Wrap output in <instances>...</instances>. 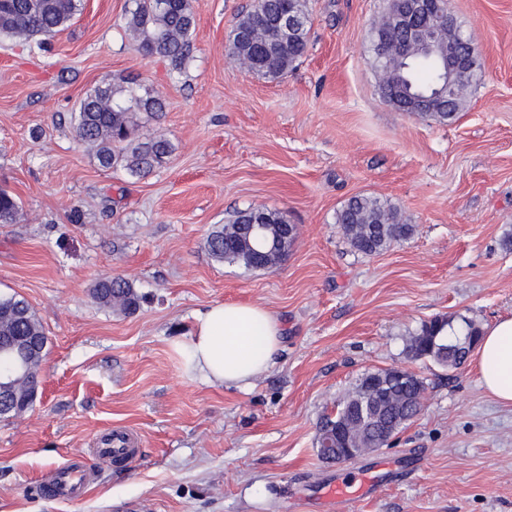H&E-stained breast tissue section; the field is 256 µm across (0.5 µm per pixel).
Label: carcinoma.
<instances>
[{
	"mask_svg": "<svg viewBox=\"0 0 512 512\" xmlns=\"http://www.w3.org/2000/svg\"><path fill=\"white\" fill-rule=\"evenodd\" d=\"M135 0L129 11L126 29L146 56L157 55L169 62L171 70L181 71L187 64L192 38L196 30L190 0ZM403 0H390L386 20L371 34L377 70L387 76L382 87L394 86L395 108L406 111L413 105L428 120L440 124L454 121L461 110V90L480 71V63L460 73L451 90L435 94L440 76L433 60L411 52L393 51L403 39L400 14ZM83 9V0H0V34L20 39L50 36L64 28ZM448 4L442 13L418 18L417 24L428 30H441L445 42L461 43L462 31ZM286 15L293 21L283 30L272 19ZM310 33L308 0H259L232 26L227 43L230 56L246 55L254 73L276 80L288 73L306 52ZM165 111L164 102L150 93L141 94L133 85L96 87L79 102L75 118V137L89 146L100 167L121 168L129 175L143 178L161 164L173 151L171 142L159 135L142 140L135 136L137 115L149 121ZM16 199L0 191V222L17 219ZM280 216L268 209L252 208L237 213L229 223L213 230L205 248L210 258L219 263L237 265L247 270L277 268L293 241L288 229L279 228ZM343 236L350 246L364 255L378 254L406 238L412 231L399 218L396 208L379 198L355 195L336 214ZM94 298L105 307L133 312L139 306V295L124 278L99 281ZM464 334L454 339L444 336L449 322L434 319L421 325L411 335L408 353L417 359L431 358L444 367L463 364L477 344L480 329L474 321H464ZM0 338L6 341L28 338L36 348L17 357L0 356V368L13 371L24 367L6 395L0 397V418L17 417L32 407L38 386V371L47 351L48 338L41 321L29 304L16 296H0ZM384 385L375 390L366 378L358 380L353 390L336 403L335 414L324 416L317 436L333 437L340 426L348 436L351 455L357 457L370 448H381L420 411L425 390L421 378L410 374L402 377L398 369L384 370Z\"/></svg>",
	"mask_w": 512,
	"mask_h": 512,
	"instance_id": "1",
	"label": "carcinoma"
}]
</instances>
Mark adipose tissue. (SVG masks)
Listing matches in <instances>:
<instances>
[{
  "label": "adipose tissue",
  "instance_id": "obj_1",
  "mask_svg": "<svg viewBox=\"0 0 512 512\" xmlns=\"http://www.w3.org/2000/svg\"><path fill=\"white\" fill-rule=\"evenodd\" d=\"M282 334L280 322L258 305L219 304L200 314L189 341L174 349L203 379L243 388L269 369ZM478 372L493 398L512 405V318L482 330Z\"/></svg>",
  "mask_w": 512,
  "mask_h": 512
}]
</instances>
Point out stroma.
Here are the masks:
<instances>
[{
  "label": "stroma",
  "mask_w": 512,
  "mask_h": 512,
  "mask_svg": "<svg viewBox=\"0 0 512 512\" xmlns=\"http://www.w3.org/2000/svg\"><path fill=\"white\" fill-rule=\"evenodd\" d=\"M250 2L191 0L178 73L128 38L130 0H83L44 39L0 35V190L22 207L0 224V296L25 299L49 341L40 395L0 421V512H334L324 488L352 472L376 487L358 512H512V406L474 360L449 369L406 349L437 318L512 317V0H450L482 61L450 124L383 98L370 37L388 0H309L307 51L273 82L226 49ZM127 80L165 101L143 131L174 148L143 178L101 168L73 131L87 91ZM357 194L395 205L412 234L354 252L336 213ZM259 206L297 228L285 261H213L209 233ZM113 276L140 295L135 313L94 299ZM223 303L259 305L284 330L245 389L203 383L173 350ZM390 367L423 379L422 411L390 446L324 461L320 419ZM118 425L142 454L101 465L95 441ZM75 456L95 473L83 497L46 495Z\"/></svg>",
  "instance_id": "obj_1"
}]
</instances>
